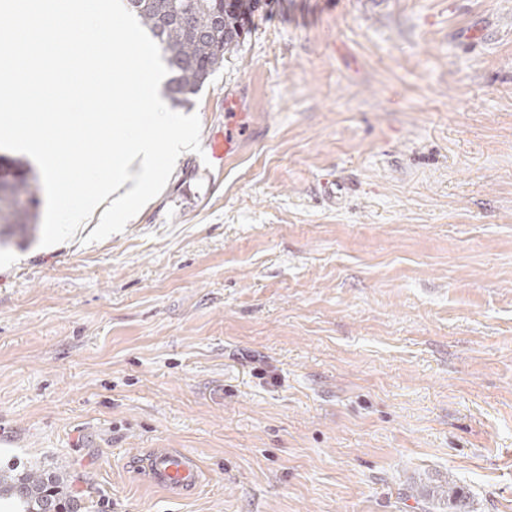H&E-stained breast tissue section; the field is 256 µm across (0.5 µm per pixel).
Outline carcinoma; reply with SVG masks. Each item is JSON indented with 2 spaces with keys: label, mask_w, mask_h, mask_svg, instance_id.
<instances>
[{
  "label": "carcinoma",
  "mask_w": 512,
  "mask_h": 512,
  "mask_svg": "<svg viewBox=\"0 0 512 512\" xmlns=\"http://www.w3.org/2000/svg\"><path fill=\"white\" fill-rule=\"evenodd\" d=\"M142 27L157 41L171 77L169 97L185 104L224 63L239 42L246 2L224 0H123ZM10 181L0 183V246L17 233L36 228L38 179L14 163ZM68 473L38 468L0 469V498L13 499L25 512H79ZM456 512H467V492L454 482L437 493Z\"/></svg>",
  "instance_id": "1"
}]
</instances>
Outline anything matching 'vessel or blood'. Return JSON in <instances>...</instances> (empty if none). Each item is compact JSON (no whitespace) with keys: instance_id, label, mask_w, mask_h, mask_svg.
<instances>
[{"instance_id":"vessel-or-blood-1","label":"vessel or blood","mask_w":512,"mask_h":512,"mask_svg":"<svg viewBox=\"0 0 512 512\" xmlns=\"http://www.w3.org/2000/svg\"><path fill=\"white\" fill-rule=\"evenodd\" d=\"M246 132L244 113H228L223 136L212 138L206 143L209 165L223 168L233 155L238 139ZM144 469L154 486L176 497L193 494L200 484L199 464L193 457L182 452L167 448L156 449L145 458Z\"/></svg>"}]
</instances>
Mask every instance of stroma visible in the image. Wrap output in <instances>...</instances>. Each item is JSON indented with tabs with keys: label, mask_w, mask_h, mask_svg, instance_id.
Returning <instances> with one entry per match:
<instances>
[{
	"label": "stroma",
	"mask_w": 512,
	"mask_h": 512,
	"mask_svg": "<svg viewBox=\"0 0 512 512\" xmlns=\"http://www.w3.org/2000/svg\"><path fill=\"white\" fill-rule=\"evenodd\" d=\"M119 233L0 247V465L81 512H512V0H253ZM346 190L335 203L320 181ZM176 448L198 491L152 486ZM245 115V112H225L224 119L227 117L228 120L224 124V137H214L206 143L207 161L211 167L222 170L233 155L238 139L248 130ZM149 481L175 497L193 494L201 479L197 461L183 453L168 448H158L144 460Z\"/></svg>",
	"instance_id": "obj_1"
}]
</instances>
